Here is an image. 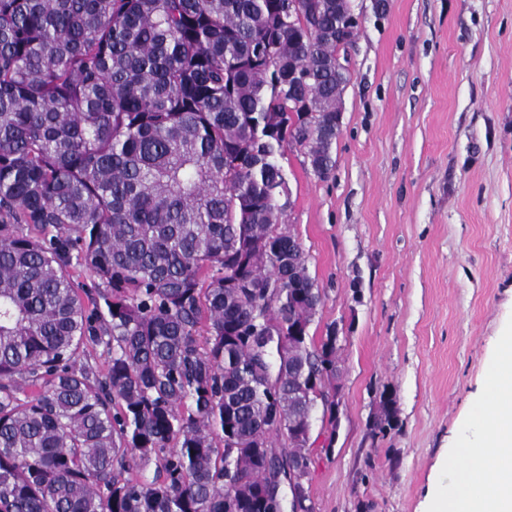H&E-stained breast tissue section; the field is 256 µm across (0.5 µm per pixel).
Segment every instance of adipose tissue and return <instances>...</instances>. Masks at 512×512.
<instances>
[{
  "label": "adipose tissue",
  "mask_w": 512,
  "mask_h": 512,
  "mask_svg": "<svg viewBox=\"0 0 512 512\" xmlns=\"http://www.w3.org/2000/svg\"><path fill=\"white\" fill-rule=\"evenodd\" d=\"M468 434L446 463L450 489L430 512H512V336L490 362Z\"/></svg>",
  "instance_id": "adipose-tissue-1"
}]
</instances>
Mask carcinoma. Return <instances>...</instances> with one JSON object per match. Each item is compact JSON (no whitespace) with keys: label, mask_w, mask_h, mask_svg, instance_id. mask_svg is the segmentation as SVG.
<instances>
[{"label":"carcinoma","mask_w":512,"mask_h":512,"mask_svg":"<svg viewBox=\"0 0 512 512\" xmlns=\"http://www.w3.org/2000/svg\"><path fill=\"white\" fill-rule=\"evenodd\" d=\"M343 22L336 0H0V512H282L338 356L336 327L309 336L280 159L335 167Z\"/></svg>","instance_id":"carcinoma-1"}]
</instances>
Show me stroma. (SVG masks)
Masks as SVG:
<instances>
[{
    "mask_svg": "<svg viewBox=\"0 0 512 512\" xmlns=\"http://www.w3.org/2000/svg\"><path fill=\"white\" fill-rule=\"evenodd\" d=\"M351 0L326 178L290 147L284 224L340 338V427L313 512H427L512 326V0ZM394 426L371 429L382 395Z\"/></svg>",
    "mask_w": 512,
    "mask_h": 512,
    "instance_id": "35a3bbf8",
    "label": "stroma"
}]
</instances>
